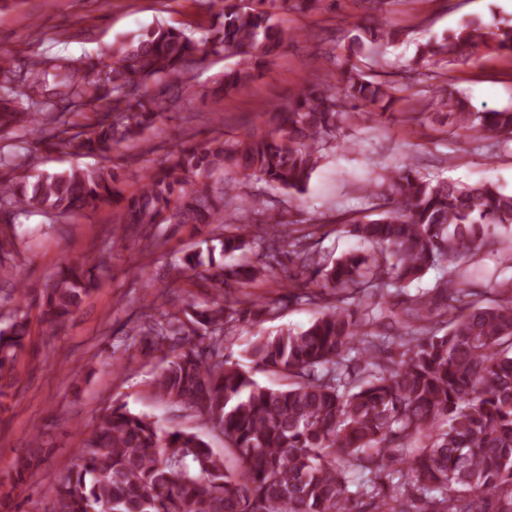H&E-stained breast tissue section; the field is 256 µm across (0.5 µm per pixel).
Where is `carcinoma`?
Returning <instances> with one entry per match:
<instances>
[{"label": "carcinoma", "instance_id": "carcinoma-1", "mask_svg": "<svg viewBox=\"0 0 512 512\" xmlns=\"http://www.w3.org/2000/svg\"><path fill=\"white\" fill-rule=\"evenodd\" d=\"M328 0H207L215 22L197 40L181 27L157 24L113 44L106 61L47 57L30 62L19 82L0 67V132L28 122L35 143L73 155H106L140 137L162 115L160 96L192 92L190 73L209 51L240 57L212 91L238 94L261 60L278 55L283 31L275 10L311 13ZM351 65L337 77L303 82L286 105L266 113L264 134L229 139L219 134L169 154L125 194L121 174L103 166L33 175L31 156L0 159V209L6 224L20 215L71 217L98 204L117 205L114 223L216 225L207 252L181 264L203 287L236 290L244 300L195 305L185 322L164 314L132 329L139 342L165 352L154 389L224 438L217 451L188 430L165 431L124 405L106 409L83 441L80 461L45 490L50 512H512V237L498 241L495 298L482 299L459 263L476 254L497 227L512 230V191L492 182L431 178L410 160L388 177L386 192L368 193L374 218L351 222L366 249L328 263L305 247L315 224L286 228L269 218L253 225L234 208L224 212L235 186L212 177L225 169L296 192L305 191L333 137L338 118L379 103L390 105L399 87L373 70L378 48L399 31L377 16L358 28ZM496 48L512 54V26L493 33ZM488 43L480 23L425 42L417 61L468 62ZM154 81L157 89L147 83ZM108 99L110 111L91 123L49 129L43 118L76 100ZM446 112L455 133L477 140L486 133L512 142V109L475 112L451 85L421 102ZM300 268V285L278 279L280 244ZM254 248L256 261L226 265ZM436 267L441 276L414 296L404 288ZM93 269L63 262L46 288L40 316L54 325L69 319L94 287ZM298 288L297 298L322 305L307 328L261 336L245 349L252 367L224 357L226 333L258 326L273 312L248 300L262 281ZM315 283L318 288L310 287ZM365 299L361 309L349 300ZM402 319L411 333L397 340L370 331L382 319ZM27 316L0 328V395L12 385L17 356L27 344ZM272 371L286 388L255 378ZM43 433L31 434L27 454L13 466L25 482L44 460ZM361 475L356 496L347 472Z\"/></svg>", "mask_w": 512, "mask_h": 512}]
</instances>
